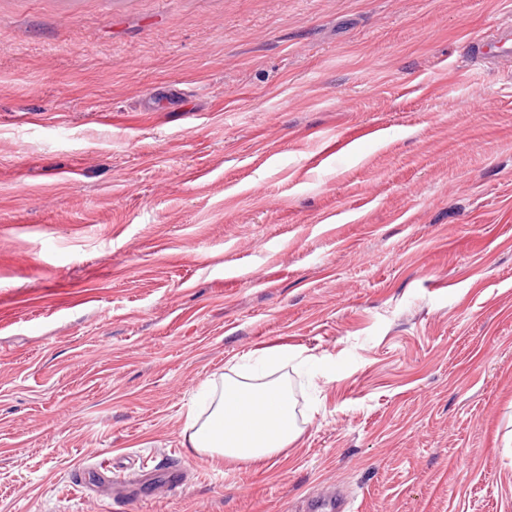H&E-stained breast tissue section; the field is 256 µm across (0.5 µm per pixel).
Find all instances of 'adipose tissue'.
<instances>
[{
    "mask_svg": "<svg viewBox=\"0 0 512 512\" xmlns=\"http://www.w3.org/2000/svg\"><path fill=\"white\" fill-rule=\"evenodd\" d=\"M207 414H189L193 450L242 466H264L288 448L300 429L287 383L233 365L207 393Z\"/></svg>",
    "mask_w": 512,
    "mask_h": 512,
    "instance_id": "ef3b65f1",
    "label": "adipose tissue"
}]
</instances>
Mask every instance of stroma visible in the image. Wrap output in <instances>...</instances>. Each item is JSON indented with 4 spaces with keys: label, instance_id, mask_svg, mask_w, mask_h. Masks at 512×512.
Wrapping results in <instances>:
<instances>
[{
    "label": "stroma",
    "instance_id": "35a3bbf8",
    "mask_svg": "<svg viewBox=\"0 0 512 512\" xmlns=\"http://www.w3.org/2000/svg\"><path fill=\"white\" fill-rule=\"evenodd\" d=\"M512 0H0V512H512ZM300 436L186 445L263 349ZM136 502L111 474L163 476ZM512 54V26L502 27L501 35L482 39L476 45L475 59L493 62ZM179 476V470H172L168 472V474L163 478L139 480L137 482V488L129 492V494L132 496H137L140 486L143 484H148L150 487V492L145 496L140 497L142 501L164 498L167 495H170L177 487H179ZM347 500L333 491H323L306 502L305 510L308 512H345L349 510Z\"/></svg>",
    "mask_w": 512,
    "mask_h": 512
}]
</instances>
